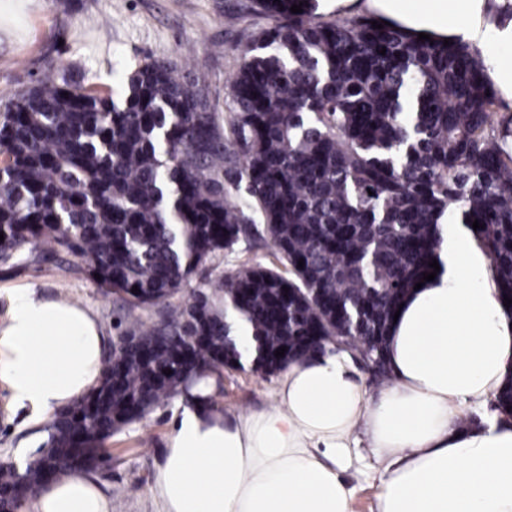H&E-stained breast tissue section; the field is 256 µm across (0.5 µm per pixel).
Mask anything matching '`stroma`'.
Listing matches in <instances>:
<instances>
[{"instance_id":"1","label":"stroma","mask_w":512,"mask_h":512,"mask_svg":"<svg viewBox=\"0 0 512 512\" xmlns=\"http://www.w3.org/2000/svg\"><path fill=\"white\" fill-rule=\"evenodd\" d=\"M236 0H17L0 15V94L34 79L45 65L83 78L89 84L119 87L144 58L187 60L192 73L206 79L220 112H230L225 85L238 69L252 32L265 19L237 18ZM30 287L50 300L90 307L109 342L124 328L126 310L112 295L81 274L56 264L0 269V322L9 298ZM273 378L244 364L224 371V391L215 395L225 411L248 412L270 405ZM176 407L157 408L105 443L112 467L95 481L110 502V512H159L152 478L166 448ZM43 418L13 405L0 384V460H30L43 442ZM346 476L356 493L352 512H372L380 491L381 466L366 442H359Z\"/></svg>"}]
</instances>
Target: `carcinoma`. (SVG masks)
Returning <instances> with one entry per match:
<instances>
[{
  "label": "carcinoma",
  "mask_w": 512,
  "mask_h": 512,
  "mask_svg": "<svg viewBox=\"0 0 512 512\" xmlns=\"http://www.w3.org/2000/svg\"><path fill=\"white\" fill-rule=\"evenodd\" d=\"M317 9L239 0L237 15L267 25L228 82L227 117L205 79L152 58L119 100L49 68L0 103V266L65 253L105 292L159 308L149 325L128 322L117 357L47 421L24 470L0 463L1 489L28 501L49 472L109 468L105 441L189 381L224 391L241 318L261 373L336 340L386 384L391 320L434 271L445 224H482L473 236L512 299V154L477 51ZM260 242L279 267L240 263L224 275V308L203 291L170 302L220 253Z\"/></svg>",
  "instance_id": "cac0c4a2"
}]
</instances>
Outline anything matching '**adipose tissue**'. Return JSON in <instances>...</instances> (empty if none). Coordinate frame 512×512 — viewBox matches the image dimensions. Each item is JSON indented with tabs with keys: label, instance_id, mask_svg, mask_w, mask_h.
Listing matches in <instances>:
<instances>
[{
	"label": "adipose tissue",
	"instance_id": "ef3b65f1",
	"mask_svg": "<svg viewBox=\"0 0 512 512\" xmlns=\"http://www.w3.org/2000/svg\"><path fill=\"white\" fill-rule=\"evenodd\" d=\"M361 1L409 36L482 48L486 78L512 112V0H323L341 11ZM437 262L390 325L393 384L378 397L332 343L282 367L269 409L226 417L206 404L203 382L180 396L154 477L161 512H352L344 474L360 430L382 465L374 512H512V418L455 424L512 373V308L469 231L443 230ZM106 347L90 309L16 289L0 328V383L49 417L89 391ZM108 509L82 473L47 485L36 504Z\"/></svg>",
	"mask_w": 512,
	"mask_h": 512
}]
</instances>
